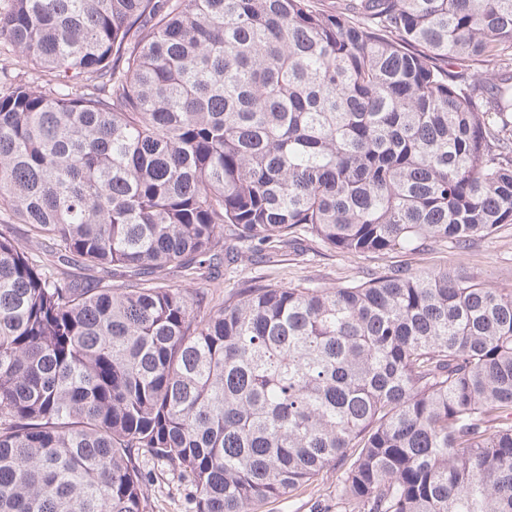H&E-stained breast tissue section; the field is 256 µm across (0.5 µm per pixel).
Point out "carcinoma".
Listing matches in <instances>:
<instances>
[{
	"label": "carcinoma",
	"mask_w": 512,
	"mask_h": 512,
	"mask_svg": "<svg viewBox=\"0 0 512 512\" xmlns=\"http://www.w3.org/2000/svg\"><path fill=\"white\" fill-rule=\"evenodd\" d=\"M0 512H512V289L460 268L212 306L149 275L512 224V0H10ZM231 237L242 246L224 248ZM124 269L77 280L71 268ZM0 71L7 72L9 78L8 81H4L2 77L0 91L6 89L10 83L24 82L35 76L30 65L19 58L10 46L3 44H0ZM140 465L147 478L154 481L151 487L148 512H189L191 502L189 483L177 473L167 471L164 465L141 456ZM335 486L336 471H324L306 490L271 500L257 512H336Z\"/></svg>",
	"instance_id": "obj_1"
}]
</instances>
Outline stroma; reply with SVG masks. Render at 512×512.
Wrapping results in <instances>:
<instances>
[{"mask_svg":"<svg viewBox=\"0 0 512 512\" xmlns=\"http://www.w3.org/2000/svg\"><path fill=\"white\" fill-rule=\"evenodd\" d=\"M398 265L418 270L461 268L489 287L512 289V225L476 240L461 252L438 246L420 255L387 251L361 256L329 248L308 237L295 246L268 250L264 255L246 257L229 266L201 268L190 280L174 268L166 270L163 277L166 283L203 291L211 303L217 304L251 285L280 282L333 288ZM140 465L152 482L149 512H192L191 487L183 477L168 472L164 465L146 455L141 457ZM335 486L336 472L331 469L320 473L306 490L270 501L258 512H331L336 503Z\"/></svg>","mask_w":512,"mask_h":512,"instance_id":"35a3bbf8","label":"stroma"}]
</instances>
